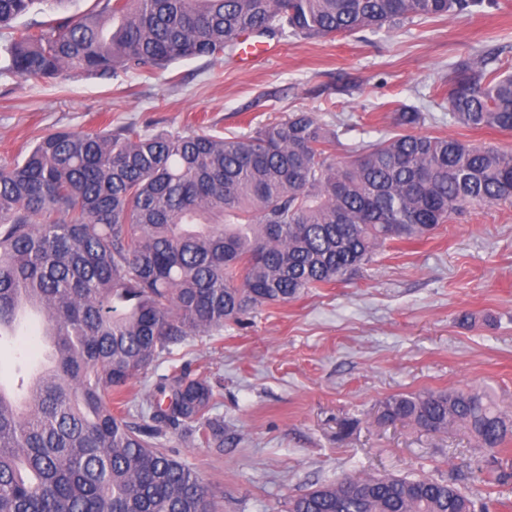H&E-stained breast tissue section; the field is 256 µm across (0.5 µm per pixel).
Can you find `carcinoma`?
<instances>
[{"instance_id":"cac0c4a2","label":"carcinoma","mask_w":512,"mask_h":512,"mask_svg":"<svg viewBox=\"0 0 512 512\" xmlns=\"http://www.w3.org/2000/svg\"><path fill=\"white\" fill-rule=\"evenodd\" d=\"M68 0H0L1 75L48 81L162 70L224 58L239 34L351 35L474 16L496 0H98L96 13L15 21ZM479 58L453 67L448 124L512 133V74ZM404 129L326 155L336 130L313 112L224 137L202 132L56 131L0 164V345L42 317L38 359L17 355L0 384V512H218L186 463L157 439L181 430L224 447L210 381L159 376L131 420L112 397L193 333L248 309L349 280L393 242L427 239L475 205H512V153ZM382 420L431 433L468 429L499 449L512 421L476 390L393 395ZM287 512H489L459 485L341 477Z\"/></svg>"}]
</instances>
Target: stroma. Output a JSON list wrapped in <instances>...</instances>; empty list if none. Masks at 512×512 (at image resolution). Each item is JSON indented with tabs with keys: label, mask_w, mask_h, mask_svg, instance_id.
<instances>
[{
	"label": "stroma",
	"mask_w": 512,
	"mask_h": 512,
	"mask_svg": "<svg viewBox=\"0 0 512 512\" xmlns=\"http://www.w3.org/2000/svg\"><path fill=\"white\" fill-rule=\"evenodd\" d=\"M248 68L236 51L102 81L0 76V164L41 136L208 130L243 134L313 112L336 124L335 159L392 130L397 105L418 107L421 135L512 150V133L449 124L443 91L452 67L474 56L512 67V0L479 17L430 19L379 32L291 37ZM469 313L461 321V313ZM206 376L224 418V447L172 431L167 454L189 464L222 512H285L290 498L342 473L445 479L512 512V439L497 455L507 477L478 470L488 449L467 430L426 433L384 424L386 398L420 390L482 388L512 415V206H475L425 241L392 245L346 282L249 310L242 322L187 337L132 382L180 369Z\"/></svg>",
	"instance_id": "stroma-1"
}]
</instances>
